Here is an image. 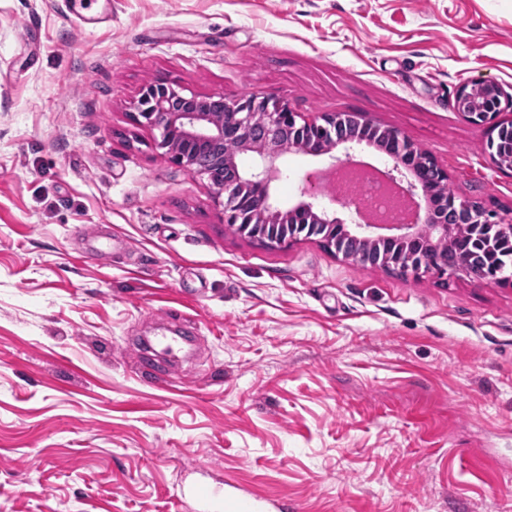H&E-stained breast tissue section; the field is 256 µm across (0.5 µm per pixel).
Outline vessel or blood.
<instances>
[{"instance_id":"b4317fda","label":"vessel or blood","mask_w":512,"mask_h":512,"mask_svg":"<svg viewBox=\"0 0 512 512\" xmlns=\"http://www.w3.org/2000/svg\"><path fill=\"white\" fill-rule=\"evenodd\" d=\"M181 512H291L292 505L284 498H261L236 479L225 478L212 483L209 489L200 488L197 481H183L175 497Z\"/></svg>"}]
</instances>
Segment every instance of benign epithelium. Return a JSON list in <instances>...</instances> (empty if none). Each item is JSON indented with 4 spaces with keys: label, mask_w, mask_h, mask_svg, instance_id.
<instances>
[{
    "label": "benign epithelium",
    "mask_w": 512,
    "mask_h": 512,
    "mask_svg": "<svg viewBox=\"0 0 512 512\" xmlns=\"http://www.w3.org/2000/svg\"><path fill=\"white\" fill-rule=\"evenodd\" d=\"M503 91L491 81H471L461 85L455 97L457 109L471 122L489 123L492 128L511 130L512 125L498 120ZM137 118L141 123L160 130L159 146L175 162L191 172L207 178L217 197L222 199L224 221L237 225L238 232L262 243L270 240L260 232L262 226L274 225L284 229L297 223L308 228L330 225L360 245L358 252L348 260L361 265H376L372 250L383 241H394L406 249V259L388 269L401 274H417L425 268L426 260L413 249L426 247L436 241L450 242L460 237L459 229L451 223L452 216L441 204L448 199V172L396 128L372 125L352 112L358 126H372L390 143L385 147L392 162V171L406 181L408 194L421 191L427 201L423 219L418 224H407L397 235L373 236L354 234L343 220L327 211L318 196L310 193L308 199L286 210L279 208L271 197V182L277 171L276 162L285 153L298 152L312 156H329L334 162L335 150L345 154L365 143L364 134L344 132L336 136V125L343 122L341 112H319L311 120L297 121V114L288 105L273 96L249 95L228 101L222 94L186 95L175 84L155 80L145 84L137 101ZM236 142L257 157V163L247 171L232 170L237 159L224 153V142ZM492 163L499 169H512V150L503 148L500 137H493L487 145ZM414 160L435 166L442 180L432 189L423 186L414 166ZM451 211L464 213L469 224L494 222L493 215L478 203L451 199ZM466 271L465 263H448L436 257L432 272L439 276Z\"/></svg>",
    "instance_id": "obj_1"
}]
</instances>
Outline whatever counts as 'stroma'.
Wrapping results in <instances>:
<instances>
[{"mask_svg":"<svg viewBox=\"0 0 512 512\" xmlns=\"http://www.w3.org/2000/svg\"><path fill=\"white\" fill-rule=\"evenodd\" d=\"M0 0V512H177L198 467L296 512H512V277L267 245L136 123L151 80L357 111L512 221L464 82L512 95V0ZM328 157L284 154L283 208ZM109 258L92 256L95 241ZM183 327L179 359L140 372Z\"/></svg>","mask_w":512,"mask_h":512,"instance_id":"1","label":"stroma"}]
</instances>
